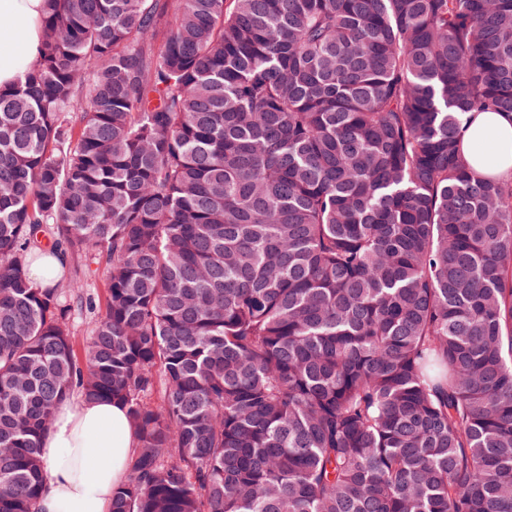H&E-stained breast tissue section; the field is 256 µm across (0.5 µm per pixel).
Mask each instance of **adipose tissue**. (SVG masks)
<instances>
[{
    "mask_svg": "<svg viewBox=\"0 0 512 512\" xmlns=\"http://www.w3.org/2000/svg\"><path fill=\"white\" fill-rule=\"evenodd\" d=\"M45 0H0V87H9L35 64L42 38ZM490 138L491 161L474 158L479 172L512 177V120L494 113L476 114L466 132ZM137 438L121 403L87 400L75 394L55 409L42 439L46 474L36 512H111L112 495L125 482Z\"/></svg>",
    "mask_w": 512,
    "mask_h": 512,
    "instance_id": "adipose-tissue-1",
    "label": "adipose tissue"
}]
</instances>
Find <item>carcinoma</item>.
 Returning <instances> with one entry per match:
<instances>
[{"mask_svg": "<svg viewBox=\"0 0 512 512\" xmlns=\"http://www.w3.org/2000/svg\"><path fill=\"white\" fill-rule=\"evenodd\" d=\"M0 88V512L74 391L112 512H512V0H46ZM48 240L72 277L39 288ZM74 356L72 310L95 313ZM486 137H489L495 145V150L491 153L492 160L486 162L479 157L469 156L473 167L487 176L512 177V121L494 112L476 114L470 121L463 138L464 147L469 138ZM83 293L90 297L97 307V311H103L107 296L108 278L103 267L91 266L90 273L83 276Z\"/></svg>", "mask_w": 512, "mask_h": 512, "instance_id": "cac0c4a2", "label": "carcinoma"}]
</instances>
